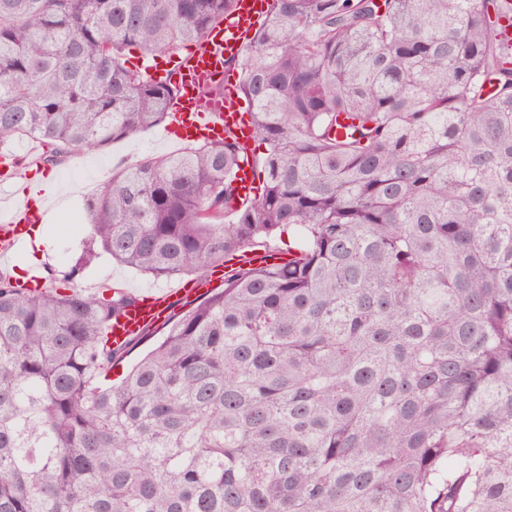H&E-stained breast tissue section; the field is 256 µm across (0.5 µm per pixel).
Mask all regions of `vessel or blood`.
Returning <instances> with one entry per match:
<instances>
[{
    "mask_svg": "<svg viewBox=\"0 0 512 512\" xmlns=\"http://www.w3.org/2000/svg\"><path fill=\"white\" fill-rule=\"evenodd\" d=\"M266 8V0H237L234 15L224 25L212 29L203 42L185 56H172L159 75L161 82L175 85L178 96L169 112L166 132L180 140L220 141L225 130H233L240 139H247L249 129L241 121L239 106L233 92L208 99L199 91L208 86L224 84L225 58L239 55L247 44L253 26ZM26 222L12 213L0 212V238L17 242L26 232ZM172 295L157 292L130 309L120 322L112 326V340L122 343L126 337L152 326L168 313Z\"/></svg>",
    "mask_w": 512,
    "mask_h": 512,
    "instance_id": "vessel-or-blood-1",
    "label": "vessel or blood"
}]
</instances>
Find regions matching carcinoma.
<instances>
[{"mask_svg":"<svg viewBox=\"0 0 512 512\" xmlns=\"http://www.w3.org/2000/svg\"><path fill=\"white\" fill-rule=\"evenodd\" d=\"M236 0H0V142L43 162L168 118L127 66ZM499 0H268L227 136L147 158L87 203L92 240L156 279L205 276L142 335L137 297L0 272V512H512V52ZM248 161L258 194L238 192ZM221 270V280H216L210 288H203L197 295L185 296L183 293L157 292L144 299L139 306L130 309L120 322L112 326V342L121 344L127 336H132L150 327V336H147L143 342L134 347L128 353L123 355L121 361L114 366L111 373V379L115 382L120 381L131 366L141 357V355L153 345V343L161 336L163 330V320L159 321L165 315L169 318H176L185 310L195 306L205 295L207 290L224 288V272L225 267H218ZM173 297V303L171 298ZM171 306V307H170ZM170 308V310H169ZM169 311V312H168ZM156 323V324H155ZM155 335V336H154Z\"/></svg>","mask_w":512,"mask_h":512,"instance_id":"cac0c4a2","label":"carcinoma"}]
</instances>
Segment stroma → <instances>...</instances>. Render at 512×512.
Returning <instances> with one entry per match:
<instances>
[{"instance_id": "stroma-1", "label": "stroma", "mask_w": 512, "mask_h": 512, "mask_svg": "<svg viewBox=\"0 0 512 512\" xmlns=\"http://www.w3.org/2000/svg\"><path fill=\"white\" fill-rule=\"evenodd\" d=\"M5 150L15 152V184H24L33 174H52L62 192L60 205H48L44 224L49 232L50 246L37 272L48 277L50 271L62 272L79 258H86L77 285L87 293L109 287H120L133 294H145L161 289L174 290L168 312L175 318L195 306L199 298L181 294L184 278L154 280L112 261L105 252L86 256L90 226L84 202L111 179L113 172L148 157H160L179 151V143L165 139L162 126H153L136 134L94 150H80L61 163L47 167L40 160L42 146L38 141L15 138L5 143Z\"/></svg>"}]
</instances>
